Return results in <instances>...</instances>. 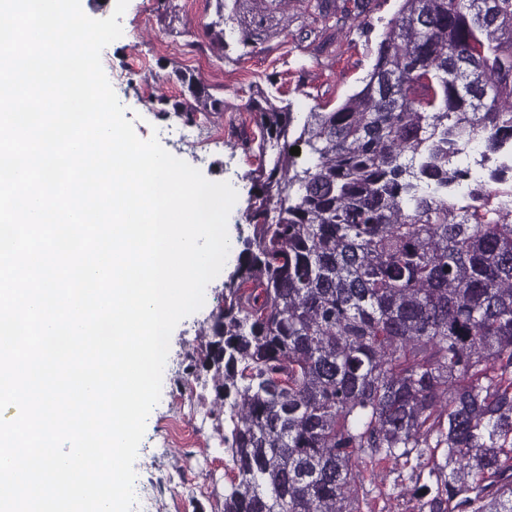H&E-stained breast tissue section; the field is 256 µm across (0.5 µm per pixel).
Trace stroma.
<instances>
[{
    "mask_svg": "<svg viewBox=\"0 0 512 512\" xmlns=\"http://www.w3.org/2000/svg\"><path fill=\"white\" fill-rule=\"evenodd\" d=\"M400 0H370L366 29L338 25L334 45L312 62L315 45L300 34L302 4L295 0L288 8L290 23L286 38H274L265 50L254 52L240 62L218 59L208 49L202 26L216 17V0H199L196 11L171 9L163 0H129L122 16V36L101 53L104 72L126 109L141 139L158 136L173 156L199 169L211 181L229 182L238 193L227 223L230 240L250 235L246 208L251 189L250 172L258 159L239 147L241 133H256L253 115L243 105L248 85L237 84L246 70L259 76L279 72L281 97L293 111L306 112L320 105L335 107L352 94L371 68L377 45L387 21ZM204 86L217 103L213 112L198 113L203 121L201 142L190 145L172 137V129L184 125L176 114L161 115L160 99L189 97L190 82ZM224 279L216 277L208 288L207 307L189 315L172 332L168 353L169 377L159 403L151 411L145 435L134 464L139 479L181 472L200 476L203 494L172 499L158 497L154 512H224V491L235 477L233 463L224 450V425L213 415L212 374L192 368L204 341L202 332L211 324V312L223 300ZM196 407L191 425L203 428V447L170 448L164 439L163 418L175 411ZM367 499L378 512H412L414 483L409 469L377 468L374 480L364 483Z\"/></svg>",
    "mask_w": 512,
    "mask_h": 512,
    "instance_id": "stroma-1",
    "label": "stroma"
}]
</instances>
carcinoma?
<instances>
[{"instance_id":"cac0c4a2","label":"carcinoma","mask_w":512,"mask_h":512,"mask_svg":"<svg viewBox=\"0 0 512 512\" xmlns=\"http://www.w3.org/2000/svg\"><path fill=\"white\" fill-rule=\"evenodd\" d=\"M291 2L217 0L204 34L261 47ZM244 108L253 233L199 359L237 470L224 512H361L364 475L413 459L418 512H512V0H402L334 109L300 120L260 85ZM476 142L486 181L458 165Z\"/></svg>"}]
</instances>
